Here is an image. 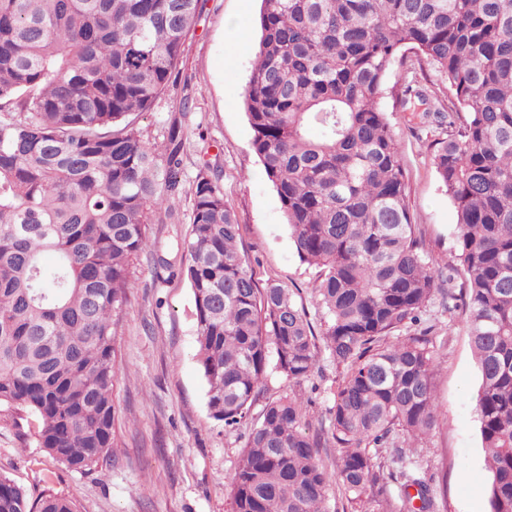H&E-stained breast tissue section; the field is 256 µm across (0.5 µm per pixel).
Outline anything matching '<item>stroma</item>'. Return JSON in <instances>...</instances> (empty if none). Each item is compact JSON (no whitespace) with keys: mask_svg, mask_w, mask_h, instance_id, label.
I'll return each mask as SVG.
<instances>
[{"mask_svg":"<svg viewBox=\"0 0 512 512\" xmlns=\"http://www.w3.org/2000/svg\"><path fill=\"white\" fill-rule=\"evenodd\" d=\"M261 0H206L185 45L182 78L194 98L184 121L182 209L191 206L197 175L217 168L220 186L239 224L238 245L251 260L258 287L290 289L313 326L322 312L314 286L318 270L300 261L281 203L251 147L244 109L258 47ZM179 92L160 97L138 123L141 140L161 143L178 114ZM399 145L409 188L407 203L430 257L453 262L455 208L442 189L433 159L436 124L421 123L394 98L383 101ZM447 294L421 315L431 328L437 359L440 413L429 439L404 461L437 497L432 512H487L483 451L476 407L478 370L463 313L449 315ZM112 380L114 453L87 473L67 470L37 443L38 421L0 406V474L22 486L30 503L55 494L72 498L78 512H232L229 482L247 428L226 429L207 409V385L196 359V322L185 276L134 259L115 328ZM320 370L302 382L311 397L312 431L329 428V410L341 377L327 351Z\"/></svg>","mask_w":512,"mask_h":512,"instance_id":"obj_1","label":"stroma"}]
</instances>
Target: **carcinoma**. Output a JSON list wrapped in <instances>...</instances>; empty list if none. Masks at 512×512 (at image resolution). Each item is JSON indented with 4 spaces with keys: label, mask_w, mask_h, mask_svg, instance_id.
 Masks as SVG:
<instances>
[{
    "label": "carcinoma",
    "mask_w": 512,
    "mask_h": 512,
    "mask_svg": "<svg viewBox=\"0 0 512 512\" xmlns=\"http://www.w3.org/2000/svg\"><path fill=\"white\" fill-rule=\"evenodd\" d=\"M204 6L0 0V405L36 415L40 447L71 471L112 454L113 327L132 263L151 252L148 225L182 223V119L193 101L179 99L159 146L141 142L137 123L180 83ZM258 26L244 98L252 148L300 260L319 268L321 340L343 376L328 431L307 432L308 402L293 391L265 405L231 478L233 512H327L334 484L370 512L433 505L420 478L385 472L378 454L399 433L425 439L438 420L430 329L387 340L421 321L443 277L415 236L381 107L407 52L446 81L447 108L424 116L447 126L434 164L456 211L448 282L462 276L479 373L487 512H512V0H262ZM402 87L393 95L403 109L438 99ZM219 177L196 180L179 271L193 291L209 415L233 428L270 371L299 384L318 353L291 291L257 287ZM329 441L341 449L333 472L320 456ZM0 512L77 507L48 495L34 509L0 474Z\"/></svg>",
    "instance_id": "cac0c4a2"
}]
</instances>
